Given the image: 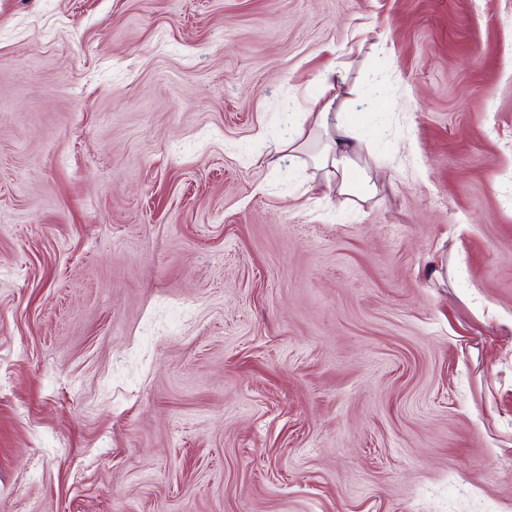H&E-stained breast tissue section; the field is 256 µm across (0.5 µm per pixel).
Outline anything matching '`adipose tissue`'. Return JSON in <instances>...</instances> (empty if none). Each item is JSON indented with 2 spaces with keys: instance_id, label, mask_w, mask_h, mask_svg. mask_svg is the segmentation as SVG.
I'll use <instances>...</instances> for the list:
<instances>
[{
  "instance_id": "obj_1",
  "label": "adipose tissue",
  "mask_w": 512,
  "mask_h": 512,
  "mask_svg": "<svg viewBox=\"0 0 512 512\" xmlns=\"http://www.w3.org/2000/svg\"><path fill=\"white\" fill-rule=\"evenodd\" d=\"M342 103L337 92L335 72L322 79V89L311 112L307 113V128L298 139L289 140L284 149L297 152L300 139L322 135L324 144L315 158L327 190L364 202L372 198L377 187L366 168L361 167V146L354 129L341 118Z\"/></svg>"
}]
</instances>
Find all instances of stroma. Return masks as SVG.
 Listing matches in <instances>:
<instances>
[{
    "label": "stroma",
    "mask_w": 512,
    "mask_h": 512,
    "mask_svg": "<svg viewBox=\"0 0 512 512\" xmlns=\"http://www.w3.org/2000/svg\"><path fill=\"white\" fill-rule=\"evenodd\" d=\"M0 512H512V0H0ZM336 72L329 71L322 79V89L314 102L312 112H307L309 129L302 128L296 139L289 140L281 152L294 153L312 136L320 134L324 144L316 156L315 165L322 174L328 192L365 202L372 198L377 187L366 168L361 167V146L354 129L341 119L343 103H339ZM304 138L298 143L300 139Z\"/></svg>",
    "instance_id": "1"
}]
</instances>
